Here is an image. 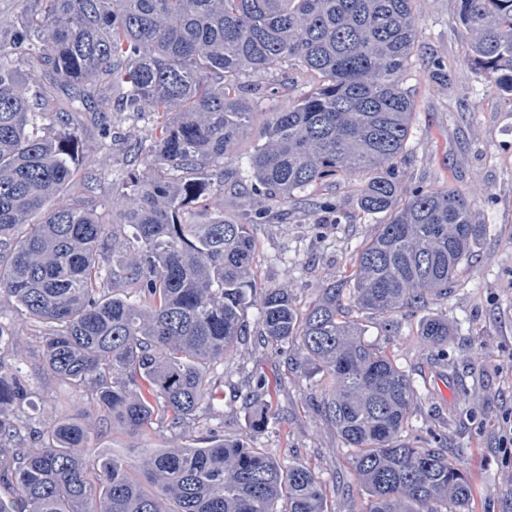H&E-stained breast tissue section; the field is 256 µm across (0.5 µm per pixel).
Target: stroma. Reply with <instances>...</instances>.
<instances>
[{
    "mask_svg": "<svg viewBox=\"0 0 512 512\" xmlns=\"http://www.w3.org/2000/svg\"><path fill=\"white\" fill-rule=\"evenodd\" d=\"M415 6L418 47L404 81L415 119L399 179L407 192L422 186L469 193L485 231L463 264L454 292L431 301L423 315L400 316L395 333L382 331L368 311L352 307L348 316L361 323L370 344L413 376L420 402L409 433L433 430L445 438L449 457L463 465L471 483L470 512H512V94L469 64L470 37L459 19L458 0H416ZM269 82L273 96L263 101L262 114L255 116L250 135L226 159V167L244 173L248 155L262 141L264 111L297 100L313 78L292 69ZM83 144L87 155L108 153L112 160L98 170L93 192H85L78 177L68 192L101 214L125 190L130 174L143 170L144 157L109 151L91 137ZM250 183L244 173L236 190L225 191V216L235 218L251 209ZM330 192L340 209V224L316 231L314 222L322 214L307 207L254 231L257 281L287 288L302 311L322 283L343 278L360 245L390 220L386 213L363 215L357 206L359 191L349 179L337 178ZM425 316L446 317L452 326L447 361H438L419 334ZM0 323L23 329L20 343L26 354L19 366L34 391L26 408L33 422L40 427L61 420L93 424L97 414L82 390L42 366L44 327L27 321L6 298L0 299ZM255 373L268 377L270 391L250 408L238 389ZM212 376L224 398L214 410L196 414L185 429L187 444L201 442L213 430L230 439L253 434L254 446L269 456L315 471L328 512H355L354 499L337 484L350 470L351 453L318 410L321 371L247 339L213 367ZM261 413L266 425L257 433L253 425ZM165 443L161 428L134 433L114 422L92 433L90 446L97 454L134 460L141 449Z\"/></svg>",
    "mask_w": 512,
    "mask_h": 512,
    "instance_id": "1",
    "label": "stroma"
}]
</instances>
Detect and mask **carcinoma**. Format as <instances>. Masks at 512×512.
I'll return each mask as SVG.
<instances>
[{"mask_svg":"<svg viewBox=\"0 0 512 512\" xmlns=\"http://www.w3.org/2000/svg\"><path fill=\"white\" fill-rule=\"evenodd\" d=\"M414 2L39 0L0 31V296L47 327L44 365L84 387L103 423L156 424L176 441L144 449L138 467L87 455L90 429L37 428L23 416L30 383L0 358V481L18 491L0 498V512H327L318 475L272 459L249 436L177 444L197 411L214 407L211 365L252 335L295 345L322 370L320 412L352 451L342 486L357 492L360 512H466L472 488L460 463L436 435L406 436L419 400L413 377L345 312L348 301L390 332L400 313L448 298L485 229L457 188L402 197ZM459 14L472 64L512 93V0H459ZM290 65L316 82L265 112V142L247 160L256 207L228 218L224 186L241 177L224 160L266 92L244 72ZM114 89L119 109L162 118L149 144L110 119ZM48 114L57 131L42 136L37 119ZM88 127L147 158L105 215L65 196L78 170L95 189L98 160L82 149ZM338 176L365 178L361 210L391 220L301 314L288 289L253 278V230L271 203L336 213L331 197L299 194ZM117 224L130 229L121 242ZM420 332L448 356V319ZM264 388L263 376L250 377L243 402Z\"/></svg>","mask_w":512,"mask_h":512,"instance_id":"obj_1","label":"carcinoma"}]
</instances>
